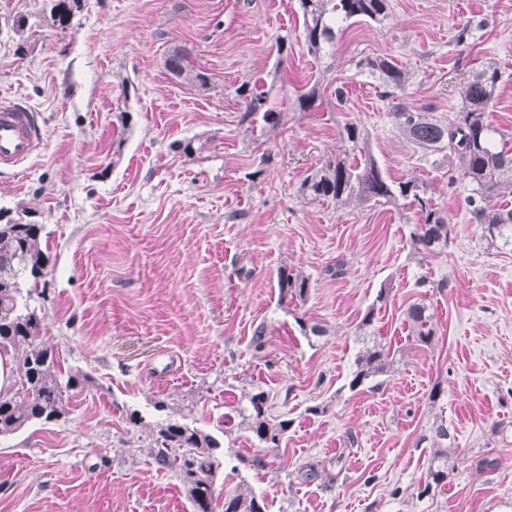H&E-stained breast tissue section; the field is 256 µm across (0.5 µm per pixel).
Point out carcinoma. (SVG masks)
Listing matches in <instances>:
<instances>
[{
    "mask_svg": "<svg viewBox=\"0 0 512 512\" xmlns=\"http://www.w3.org/2000/svg\"><path fill=\"white\" fill-rule=\"evenodd\" d=\"M48 2L53 24L67 28L78 0ZM299 5L304 41L315 54L333 44L336 28L341 24L350 20L380 23L391 9L390 0H299ZM362 65L378 82L382 98L395 96L396 90L407 82V71L391 58L378 55L365 59ZM164 67L179 83L209 88V76L194 65L191 53L185 49L171 52ZM500 78L501 71L494 61L474 73L462 89V107L456 122L450 126L426 112H412L401 104L393 115L403 134L422 152L430 154L446 149L456 156L461 174L471 186L467 204L476 223L484 227L491 241L501 238L512 242V208L496 206L502 193L512 189V147H507L505 134L488 119ZM236 93L244 100L240 123L253 125L259 113L267 123L280 119V113L270 106V91L264 86L246 83ZM340 136L350 150L365 149V137L358 126H345ZM301 189L313 200L338 205L367 207L373 203L407 201L417 206L418 224L412 236L415 252L427 257L448 246L451 233L448 214L434 207L416 179L392 181L371 158L355 163L342 156H331L304 179ZM41 232L39 224L12 221L0 224V350L14 352L23 381L22 392L0 397V436L36 422L59 419L66 414L68 393L82 390L91 380L82 371L63 370L53 353L43 346L44 316L34 305V296L41 294L39 287L45 276ZM277 283L283 300L296 297L302 301L309 290L308 278L285 268L279 270ZM432 318L422 300L406 309L405 321L415 342L432 343L435 338ZM389 356L390 350L376 341L366 346L356 360L350 388L387 373L391 365ZM268 399L264 390L253 392L235 412L240 424L262 448L273 450L280 447L289 421L271 418ZM154 444L157 464L172 472L182 484L194 512H216L215 483L222 466L217 454L218 440L200 428L169 421L157 426ZM428 476L436 485L448 478L446 450L435 452ZM222 512H267L266 502L242 486L224 495Z\"/></svg>",
    "mask_w": 512,
    "mask_h": 512,
    "instance_id": "carcinoma-1",
    "label": "carcinoma"
}]
</instances>
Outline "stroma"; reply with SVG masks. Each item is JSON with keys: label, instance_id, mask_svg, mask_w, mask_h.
I'll return each mask as SVG.
<instances>
[{"label": "stroma", "instance_id": "35a3bbf8", "mask_svg": "<svg viewBox=\"0 0 512 512\" xmlns=\"http://www.w3.org/2000/svg\"><path fill=\"white\" fill-rule=\"evenodd\" d=\"M16 11L35 35L20 54L19 34L0 28V99L33 112L44 141L23 173L0 170V218L42 226L45 342L91 382L61 418L0 437V512H192L151 453L168 420L218 439L217 494L247 485L267 512H512V243H487L456 159L423 156L359 66L392 58L409 74L399 100L448 124L465 82L495 61L489 118L511 134L512 0H391L385 21L343 26L317 55L298 0H79L63 30L45 0H0L1 15ZM469 23L473 38L456 43ZM177 46L209 90L165 70ZM256 80L272 88L278 125L239 122L236 89ZM347 124L387 177L417 179L447 212L440 253H415L413 207L301 194L344 150ZM284 267L308 277L306 301L281 300ZM420 299L436 328L425 347L405 322ZM314 324L326 335H305ZM366 335L395 362L352 390ZM259 388L272 418L290 422L271 451L224 421ZM441 423L448 478L430 488ZM255 457L262 466L244 467ZM306 464L316 479L304 480Z\"/></svg>", "mask_w": 512, "mask_h": 512}]
</instances>
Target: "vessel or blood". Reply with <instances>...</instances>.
<instances>
[{
	"label": "vessel or blood",
	"instance_id": "obj_1",
	"mask_svg": "<svg viewBox=\"0 0 512 512\" xmlns=\"http://www.w3.org/2000/svg\"><path fill=\"white\" fill-rule=\"evenodd\" d=\"M41 141L30 111L18 104L0 105V169H15Z\"/></svg>",
	"mask_w": 512,
	"mask_h": 512
}]
</instances>
